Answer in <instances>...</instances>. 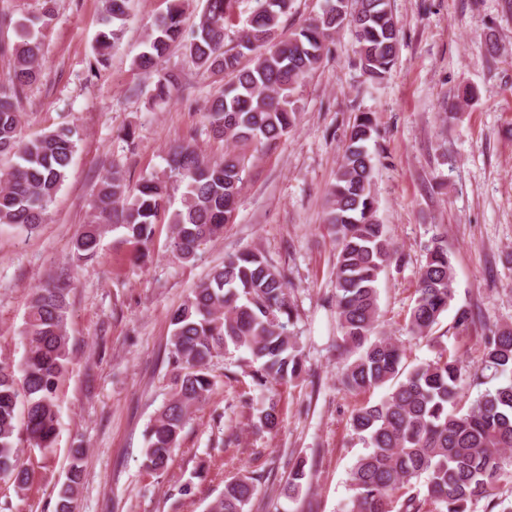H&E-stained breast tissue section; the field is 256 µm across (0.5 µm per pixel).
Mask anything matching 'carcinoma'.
Listing matches in <instances>:
<instances>
[{
	"instance_id": "obj_1",
	"label": "carcinoma",
	"mask_w": 512,
	"mask_h": 512,
	"mask_svg": "<svg viewBox=\"0 0 512 512\" xmlns=\"http://www.w3.org/2000/svg\"><path fill=\"white\" fill-rule=\"evenodd\" d=\"M53 0H44L38 16L13 19L0 11V31L13 28L12 69L0 78V156L15 158L0 175V224L33 234L45 223L77 150V131L62 126L30 139L21 136L26 113L20 109L25 87L41 74L45 57L41 31L54 17ZM130 0H103L104 26L94 47L90 70L108 65L109 50L130 17ZM237 0H206L198 22L188 30L189 0H170L165 15L147 35L146 49L135 68L157 75L147 106L173 99L180 76L159 68L174 45L197 70L227 78L224 91L209 101L204 117L214 138L227 145L210 160L190 141L169 148L170 176L183 184L182 208L169 212L167 185L150 175L135 192L120 171L99 180L90 204V219L72 242L78 261L93 259L108 226L123 229L129 241L145 249L155 227L171 224L168 248L180 261L195 258L199 247L220 235L236 212L245 186L247 149L272 146L297 124L295 91L316 71L336 33L351 31L358 64L366 79L383 80L395 64L400 29L390 0H324L321 13L294 32H280V19L294 0H257L238 43L224 44V23ZM377 133L372 113L357 114L346 134L341 162L326 198V223L336 241V318L347 352L354 355L342 369L351 392L391 384L377 403L355 409L350 425L367 452L349 473L353 496L349 512H423L424 500L405 491L424 478L427 499L438 512H512V327L489 330L481 337V362L470 371L463 360L441 349L409 371L402 365L401 345L378 328L377 283L393 255L386 225L379 223L374 192V164L368 143ZM453 267L442 237L432 238L418 277L408 330L428 339L453 297ZM68 289L65 280L33 291L25 321L26 354L20 370L0 360V478L19 492L31 479L29 460L18 447L19 431L42 452L52 449L57 432L56 390L70 362ZM298 317L289 299L285 275L259 251L244 250L224 258L192 289L170 316L172 334L167 363L173 392L146 429L144 467L168 469L172 448L193 410L209 397V365L220 353L243 349L258 364L253 378L260 386L300 376L303 359L290 332ZM497 384L480 392L465 410L459 408L467 384ZM256 424L278 429L273 402ZM82 449H75L67 480L57 493L55 512H74L81 480ZM262 476L241 475L224 482V492L207 512H245Z\"/></svg>"
}]
</instances>
